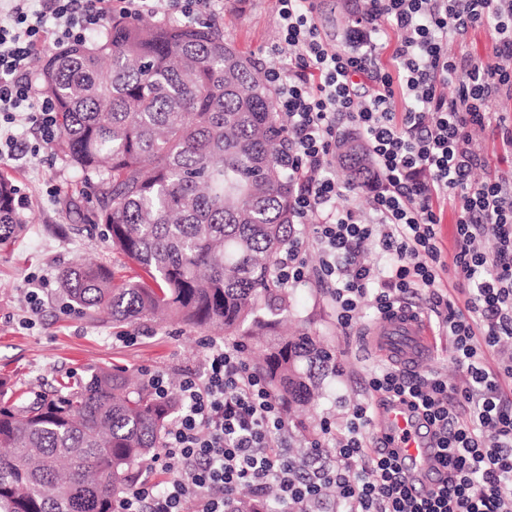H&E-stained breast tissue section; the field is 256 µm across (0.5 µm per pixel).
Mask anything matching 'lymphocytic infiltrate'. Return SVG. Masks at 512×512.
<instances>
[{
	"instance_id": "lymphocytic-infiltrate-1",
	"label": "lymphocytic infiltrate",
	"mask_w": 512,
	"mask_h": 512,
	"mask_svg": "<svg viewBox=\"0 0 512 512\" xmlns=\"http://www.w3.org/2000/svg\"><path fill=\"white\" fill-rule=\"evenodd\" d=\"M341 43L323 36L313 0H275L289 61L264 72L287 118L288 170L299 223L315 226L321 253L309 268L301 241L279 257L288 287L310 278L329 284L336 320L351 329L359 308L379 314L419 298L448 334L462 382L388 366L366 389L417 412L446 474L427 496H413L389 436L367 445L374 421L357 404L332 451L316 448L302 468L281 445L282 404L235 344L210 346L202 374L179 384V408L151 466L166 484L145 478L121 499L120 512H233L238 489L266 497L276 488L287 512H327L335 487L338 512H512V358L488 361L512 339V183L478 180L483 166L475 130L491 127L512 145V113L490 111L512 100V0H364ZM224 0H0V160L14 156L11 132L36 127L43 142L58 135L52 100L31 76L46 46L83 41L113 18L215 14ZM395 37L390 70L377 68L378 22ZM482 26L496 32L493 58L452 56L448 44ZM368 145L378 172L367 209L347 202L332 174L344 132ZM456 216L452 247L440 235L441 206ZM492 239V250L482 247ZM374 242L385 265L360 248ZM462 295V303L448 297Z\"/></svg>"
}]
</instances>
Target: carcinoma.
I'll use <instances>...</instances> for the list:
<instances>
[{
	"label": "carcinoma",
	"mask_w": 512,
	"mask_h": 512,
	"mask_svg": "<svg viewBox=\"0 0 512 512\" xmlns=\"http://www.w3.org/2000/svg\"><path fill=\"white\" fill-rule=\"evenodd\" d=\"M40 76L69 161L100 174L97 216L140 270L118 280L101 263L62 268L60 290L84 317L115 325L163 318L244 343L261 337L258 371L287 406L336 370L310 336L276 334L292 303L277 259L295 237L288 141L261 64L214 21L140 24L47 55ZM340 160L352 184L367 158ZM0 174V245L23 231ZM177 410L142 377L98 369L33 398L0 379V512H118ZM236 512H273L267 500Z\"/></svg>",
	"instance_id": "1"
}]
</instances>
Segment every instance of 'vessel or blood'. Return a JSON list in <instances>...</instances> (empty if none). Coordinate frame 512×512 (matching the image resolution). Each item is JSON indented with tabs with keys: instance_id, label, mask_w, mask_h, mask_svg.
Masks as SVG:
<instances>
[{
	"instance_id": "vessel-or-blood-1",
	"label": "vessel or blood",
	"mask_w": 512,
	"mask_h": 512,
	"mask_svg": "<svg viewBox=\"0 0 512 512\" xmlns=\"http://www.w3.org/2000/svg\"><path fill=\"white\" fill-rule=\"evenodd\" d=\"M367 336L372 350L403 369H418L435 354V343L425 320L410 310H398L379 319ZM383 417L385 431L394 437L410 486L418 492L434 488L437 481L431 459L435 450L421 435L407 405L398 401L388 403Z\"/></svg>"
}]
</instances>
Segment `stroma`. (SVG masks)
Instances as JSON below:
<instances>
[{"instance_id": "obj_1", "label": "stroma", "mask_w": 512, "mask_h": 512, "mask_svg": "<svg viewBox=\"0 0 512 512\" xmlns=\"http://www.w3.org/2000/svg\"><path fill=\"white\" fill-rule=\"evenodd\" d=\"M220 22L225 39L247 56L263 62L273 48L280 58L290 55L279 41L274 0H224ZM15 134L23 150L0 160V172L16 185L26 224L14 242L0 246V377L11 378L25 392L50 390L58 377H78L94 368L158 372L173 384L201 372L207 337L199 330L152 319L124 326L93 323L59 299L61 267L93 259L127 277L136 268L113 251L104 225L95 221L99 175L77 173L59 142L41 143L26 127ZM34 289L40 298L36 308L29 302ZM292 295L296 305L284 332L302 327L336 358L335 373L325 379L326 396L301 418L313 431L327 425L336 433L364 398L366 379L382 365L363 345V332L378 315L372 305H363L345 332L325 286L312 281Z\"/></svg>"}]
</instances>
